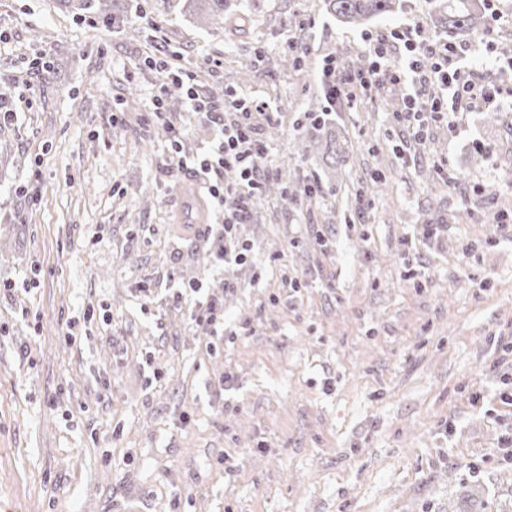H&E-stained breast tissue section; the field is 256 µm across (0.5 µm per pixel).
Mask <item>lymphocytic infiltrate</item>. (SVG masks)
<instances>
[{"instance_id":"lymphocytic-infiltrate-1","label":"lymphocytic infiltrate","mask_w":512,"mask_h":512,"mask_svg":"<svg viewBox=\"0 0 512 512\" xmlns=\"http://www.w3.org/2000/svg\"><path fill=\"white\" fill-rule=\"evenodd\" d=\"M419 25H406L387 32L365 35L371 62L367 69L346 71L337 78L339 68L335 56H326L322 77L326 85L325 114L336 112L343 99L353 98L356 91L380 83L408 85L409 94L403 107L394 112L397 125L411 130L415 139H423L426 129L435 122L459 125L461 103L481 101L486 108L499 112L507 109L502 89L493 83L478 84L466 75L456 61L466 49L446 41L432 44L419 40ZM154 68L164 83H176L185 90L190 109L201 114L213 128L211 146L200 155L179 158V166H192L203 175V189L215 204H223L226 195L237 198L235 209L224 211L223 221L214 237L216 261L243 263L248 249L236 238V229L244 211L260 194L263 185L273 176L264 162L267 145L262 137L263 126L272 124L274 114L268 102L225 93L223 102H215L200 94L191 74L173 68L165 59L155 60ZM427 97L429 105H416L419 97ZM233 172V182H225V172Z\"/></svg>"}]
</instances>
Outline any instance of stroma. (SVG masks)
<instances>
[{"label":"stroma","mask_w":512,"mask_h":512,"mask_svg":"<svg viewBox=\"0 0 512 512\" xmlns=\"http://www.w3.org/2000/svg\"><path fill=\"white\" fill-rule=\"evenodd\" d=\"M440 2L350 27L325 0H227L216 21L189 0H0V512H460L474 489L512 512V234L486 193L512 200V115L477 106L418 144L398 85L304 117L325 54L365 68V33L415 20L447 39ZM494 4L458 42L512 89V0ZM293 46L307 72L280 66ZM165 55L276 113L282 189L239 224L245 263L216 268L207 196L181 219L201 178L165 163L164 126L189 158L213 130L181 96L153 114ZM195 281L224 303L212 350L175 298Z\"/></svg>","instance_id":"obj_1"}]
</instances>
